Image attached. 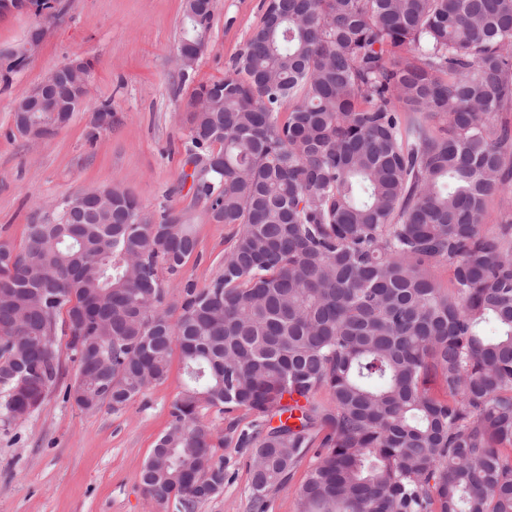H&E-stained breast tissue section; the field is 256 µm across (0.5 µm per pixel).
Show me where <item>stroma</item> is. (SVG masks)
I'll return each instance as SVG.
<instances>
[{
	"instance_id": "obj_1",
	"label": "stroma",
	"mask_w": 512,
	"mask_h": 512,
	"mask_svg": "<svg viewBox=\"0 0 512 512\" xmlns=\"http://www.w3.org/2000/svg\"><path fill=\"white\" fill-rule=\"evenodd\" d=\"M40 48L17 67L9 54L26 40L32 16L0 17V241L21 245L26 226L48 215L51 202L80 189L110 186L131 192L143 211L185 213L198 247L184 269L197 287L221 273L230 227L209 221L194 196L183 145L186 103L199 84L231 73L263 14V0H216L208 46L193 68L176 63L183 36V0H58ZM93 65L84 108L53 138L33 144L14 128V101L59 64ZM112 106V124L94 130L93 113ZM60 376L42 406L26 420L0 426V512H174L146 497L139 472L168 429L170 406L183 389V363L173 353L167 380L120 411L88 413L64 393L75 365L58 340ZM224 433L223 490L194 512H253L249 449L238 447L231 422L250 413L200 412ZM314 453L292 471L285 488L270 491L265 512H297V493Z\"/></svg>"
}]
</instances>
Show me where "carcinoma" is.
<instances>
[{"label":"carcinoma","instance_id":"1","mask_svg":"<svg viewBox=\"0 0 512 512\" xmlns=\"http://www.w3.org/2000/svg\"><path fill=\"white\" fill-rule=\"evenodd\" d=\"M263 7L234 72L190 96L186 161L214 159L195 195L234 229L222 273L182 284V213L153 223L114 188L61 198L22 247L0 242V423L43 404L59 336L85 412L162 384L176 346L187 380L139 475L159 505L194 512L205 477L224 482V436L200 420L217 407L256 415L237 443L259 507L316 446L298 512H512V222L482 224L512 181V0ZM214 10L185 0L180 48L203 51ZM64 107L24 94L14 125L48 139Z\"/></svg>","mask_w":512,"mask_h":512}]
</instances>
